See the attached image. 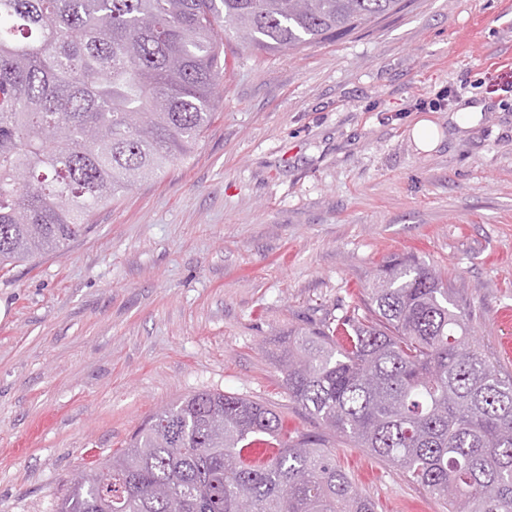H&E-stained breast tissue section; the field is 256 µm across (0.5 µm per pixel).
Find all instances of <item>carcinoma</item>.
Returning a JSON list of instances; mask_svg holds the SVG:
<instances>
[{
    "label": "carcinoma",
    "instance_id": "obj_1",
    "mask_svg": "<svg viewBox=\"0 0 512 512\" xmlns=\"http://www.w3.org/2000/svg\"><path fill=\"white\" fill-rule=\"evenodd\" d=\"M403 0H0V268L190 157L224 81V24L257 50L367 28ZM356 315L288 336V397L448 512H512V374L448 278L395 258ZM276 451L253 464L249 443ZM377 512L266 405L193 392L69 486L56 512Z\"/></svg>",
    "mask_w": 512,
    "mask_h": 512
}]
</instances>
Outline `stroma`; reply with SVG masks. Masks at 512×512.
<instances>
[{
  "label": "stroma",
  "instance_id": "35a3bbf8",
  "mask_svg": "<svg viewBox=\"0 0 512 512\" xmlns=\"http://www.w3.org/2000/svg\"><path fill=\"white\" fill-rule=\"evenodd\" d=\"M215 112L189 160L0 271V512H55L91 462L200 390L316 436L378 512H446L294 404L277 359L412 256L512 371V0H406L300 51L257 53L225 27ZM422 118L442 135L428 153ZM416 142L423 150H430L437 146L440 135L437 127L428 120L420 119L413 126Z\"/></svg>",
  "mask_w": 512,
  "mask_h": 512
}]
</instances>
